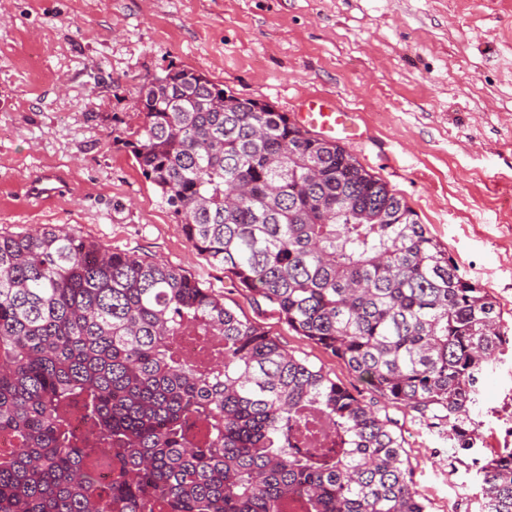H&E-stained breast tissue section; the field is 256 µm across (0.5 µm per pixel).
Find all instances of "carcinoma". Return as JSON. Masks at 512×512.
<instances>
[{
	"instance_id": "carcinoma-1",
	"label": "carcinoma",
	"mask_w": 512,
	"mask_h": 512,
	"mask_svg": "<svg viewBox=\"0 0 512 512\" xmlns=\"http://www.w3.org/2000/svg\"><path fill=\"white\" fill-rule=\"evenodd\" d=\"M126 143L186 240L288 329L474 448L495 299L406 199L265 102L171 67ZM214 336L202 366L169 340ZM90 432L78 436L74 414ZM0 512H427L402 438L185 271L57 226L0 232ZM478 467L512 512V448ZM108 473V481L98 475Z\"/></svg>"
}]
</instances>
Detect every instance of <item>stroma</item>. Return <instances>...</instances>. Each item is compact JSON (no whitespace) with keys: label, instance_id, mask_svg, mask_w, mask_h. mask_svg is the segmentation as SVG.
Listing matches in <instances>:
<instances>
[{"label":"stroma","instance_id":"stroma-1","mask_svg":"<svg viewBox=\"0 0 512 512\" xmlns=\"http://www.w3.org/2000/svg\"><path fill=\"white\" fill-rule=\"evenodd\" d=\"M173 66L292 120L313 94L357 111L364 137L347 150L503 313L506 342L471 413L485 458L512 447V0H0V231L65 225L183 269L377 405L429 512H482L447 430L382 400L187 242L127 146L144 122L142 80ZM45 170L67 185L38 207L27 186Z\"/></svg>","mask_w":512,"mask_h":512}]
</instances>
